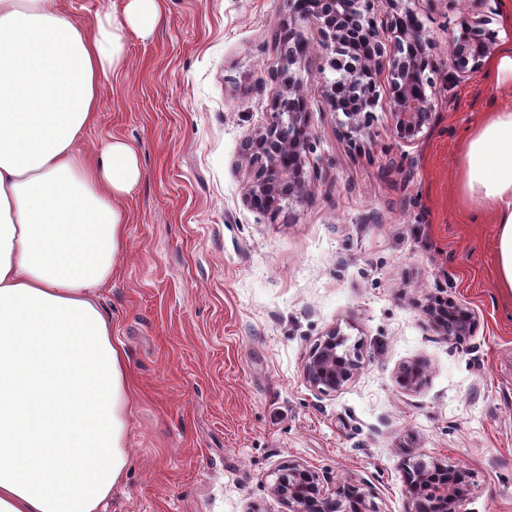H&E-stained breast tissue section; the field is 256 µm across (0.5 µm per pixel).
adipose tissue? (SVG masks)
Listing matches in <instances>:
<instances>
[{
    "label": "adipose tissue",
    "instance_id": "obj_1",
    "mask_svg": "<svg viewBox=\"0 0 512 512\" xmlns=\"http://www.w3.org/2000/svg\"><path fill=\"white\" fill-rule=\"evenodd\" d=\"M162 10L120 0L82 22L65 0H0V512H101L129 465L127 356L94 291L119 268L141 169L124 141L76 144ZM489 73L502 104L462 141L457 192L491 215L512 290V44Z\"/></svg>",
    "mask_w": 512,
    "mask_h": 512
}]
</instances>
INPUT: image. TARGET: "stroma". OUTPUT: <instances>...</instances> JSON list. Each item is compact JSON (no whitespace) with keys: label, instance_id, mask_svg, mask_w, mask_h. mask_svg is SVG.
Here are the masks:
<instances>
[{"label":"stroma","instance_id":"obj_1","mask_svg":"<svg viewBox=\"0 0 512 512\" xmlns=\"http://www.w3.org/2000/svg\"><path fill=\"white\" fill-rule=\"evenodd\" d=\"M411 7L439 63L429 126L396 137L383 66L369 133L346 136L321 31L303 25L309 190L264 213L245 202L244 143L268 120L288 0H163L152 35H130L77 144L123 140L142 169L126 251L96 290L133 385L130 462L104 512H285L271 485L290 461L407 512L410 452L467 469L462 512H512V292L494 283V224L456 193V149L498 96L485 71L448 77L471 0ZM436 299L469 307L473 333L446 337L423 311ZM334 328L359 367L324 394L304 368ZM411 363L413 388L398 381Z\"/></svg>","mask_w":512,"mask_h":512}]
</instances>
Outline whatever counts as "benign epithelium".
Returning a JSON list of instances; mask_svg holds the SVG:
<instances>
[{"label": "benign epithelium", "instance_id": "obj_1", "mask_svg": "<svg viewBox=\"0 0 512 512\" xmlns=\"http://www.w3.org/2000/svg\"><path fill=\"white\" fill-rule=\"evenodd\" d=\"M379 0H290L291 22L288 27V58L294 65L306 55L301 27L314 23L321 29L323 44L333 47L329 67L336 69L337 56L357 54L358 64L346 73L336 74L330 94L334 110L345 116L346 133H359L371 123L377 99L375 81L379 59L389 62L391 116L397 137L413 144L432 118V103L426 88L432 84L436 68L432 48L422 26L404 0H391L396 9L388 40H383L373 11ZM481 13L460 30L448 35V66L458 80L485 64L497 49V32L488 28L493 15ZM281 82L264 127L256 130L245 143V154L255 166L254 179L246 196L247 204L267 211L284 197L300 198L307 182L301 177L303 153L310 147L305 115L307 101L300 85L285 78ZM427 314L446 334L460 338L474 326L473 313L452 302L427 308ZM347 338L333 330L310 352L305 365L307 384L323 393L339 391L358 369L356 353L346 347ZM422 370L407 365L400 372V382L417 386ZM406 494L410 512H462L468 494L463 469H450L438 457L408 460L405 463ZM272 494L286 507V512H377L373 502L354 487L327 492L320 475L300 462L279 467L271 487Z\"/></svg>", "mask_w": 512, "mask_h": 512}]
</instances>
